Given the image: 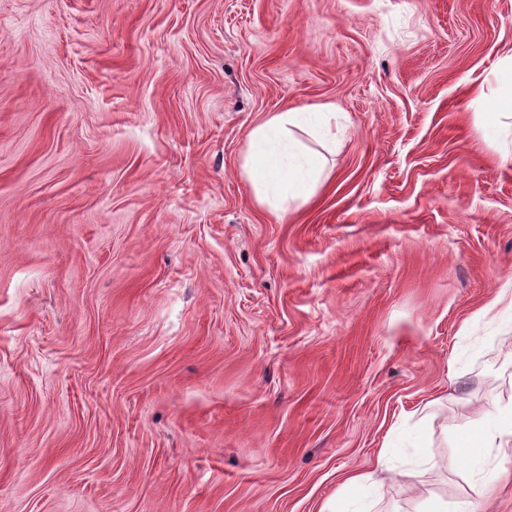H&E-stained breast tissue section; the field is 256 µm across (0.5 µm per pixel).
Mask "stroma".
<instances>
[{"label": "stroma", "instance_id": "obj_1", "mask_svg": "<svg viewBox=\"0 0 512 512\" xmlns=\"http://www.w3.org/2000/svg\"><path fill=\"white\" fill-rule=\"evenodd\" d=\"M510 55L512 0H0V512H354L385 463L373 512L475 498ZM321 108L274 212L249 134ZM496 84L494 92L482 96V106L494 120L502 113L510 112L512 116V56L506 58L504 68L496 77Z\"/></svg>", "mask_w": 512, "mask_h": 512}]
</instances>
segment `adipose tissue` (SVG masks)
<instances>
[{"label": "adipose tissue", "mask_w": 512, "mask_h": 512, "mask_svg": "<svg viewBox=\"0 0 512 512\" xmlns=\"http://www.w3.org/2000/svg\"><path fill=\"white\" fill-rule=\"evenodd\" d=\"M302 126L301 113L291 110L272 115L250 134L248 173L271 206L307 198L322 172L321 160L298 148L294 132Z\"/></svg>", "instance_id": "adipose-tissue-1"}]
</instances>
